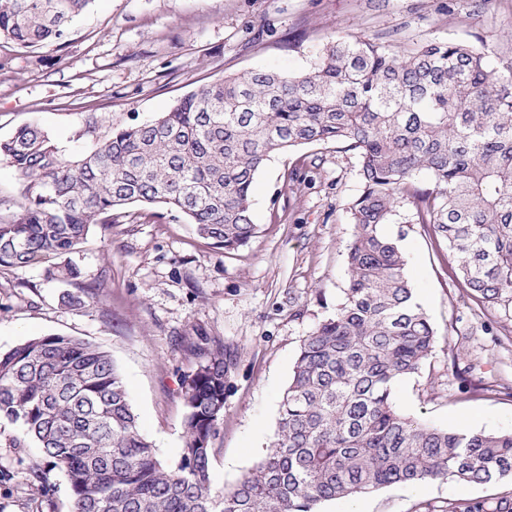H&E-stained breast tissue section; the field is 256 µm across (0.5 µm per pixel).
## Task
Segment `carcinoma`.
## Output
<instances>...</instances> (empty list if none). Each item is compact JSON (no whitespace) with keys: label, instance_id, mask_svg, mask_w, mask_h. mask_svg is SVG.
<instances>
[{"label":"carcinoma","instance_id":"obj_1","mask_svg":"<svg viewBox=\"0 0 512 512\" xmlns=\"http://www.w3.org/2000/svg\"><path fill=\"white\" fill-rule=\"evenodd\" d=\"M93 0H0V39L51 46ZM336 143L362 182L344 302L301 343L274 440L236 484L215 490L211 440L224 417V347L187 344L185 447L165 464L141 433L111 355L40 336L0 352V423L66 479L72 512H320L386 486L452 480L494 493L426 503L423 512H512V433L443 429L404 415L395 383L420 371L437 331L418 302L398 208L455 253L475 299L512 306V64L461 43L417 47L361 37L327 43L305 72L226 77L155 120L67 157L35 123L0 139L23 187L0 220V266L72 253L93 224L133 203H162L218 248L256 234L252 188L274 154ZM425 174L431 187L418 186ZM48 274L80 277L57 263Z\"/></svg>","mask_w":512,"mask_h":512}]
</instances>
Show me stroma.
Returning a JSON list of instances; mask_svg holds the SVG:
<instances>
[{
  "label": "stroma",
  "instance_id": "stroma-1",
  "mask_svg": "<svg viewBox=\"0 0 512 512\" xmlns=\"http://www.w3.org/2000/svg\"><path fill=\"white\" fill-rule=\"evenodd\" d=\"M339 36L405 44L461 42L512 62V0H93L64 45L0 40V138L37 123L67 156L113 130L147 123L199 87L269 68L300 73ZM94 134H87L88 124ZM362 184L353 153L301 146L257 173L258 231L236 251L200 237L164 206L134 204L91 228L70 253L79 279L47 264L0 267V351L34 337L90 341L118 366L140 428L164 463L185 445L182 381L196 360L188 342L223 344L224 418L212 439L210 478L223 489L267 452L302 341L335 314L348 281ZM400 209L384 231L399 237L416 297L438 333L421 371L400 379L405 414L452 429L512 432V311L477 302L446 243ZM98 294L75 309L64 295ZM470 367L463 390L454 366ZM0 426V512H70L62 474L40 448H13ZM487 487L435 480L391 485L320 512H417L426 502L486 495Z\"/></svg>",
  "mask_w": 512,
  "mask_h": 512
}]
</instances>
